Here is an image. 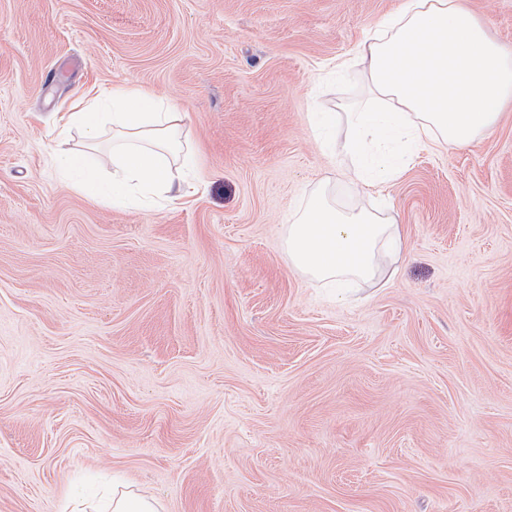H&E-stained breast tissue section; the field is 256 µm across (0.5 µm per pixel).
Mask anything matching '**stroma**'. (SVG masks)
Listing matches in <instances>:
<instances>
[{
  "label": "stroma",
  "mask_w": 512,
  "mask_h": 512,
  "mask_svg": "<svg viewBox=\"0 0 512 512\" xmlns=\"http://www.w3.org/2000/svg\"><path fill=\"white\" fill-rule=\"evenodd\" d=\"M461 3L512 54V0ZM400 5L0 0V512L115 478L163 512H512V102L382 187L388 284L284 253L319 183L353 199L310 115L345 140ZM123 84L184 112L192 195L114 210L53 167Z\"/></svg>",
  "instance_id": "35a3bbf8"
}]
</instances>
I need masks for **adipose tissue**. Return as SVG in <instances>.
<instances>
[{
  "label": "adipose tissue",
  "instance_id": "obj_1",
  "mask_svg": "<svg viewBox=\"0 0 512 512\" xmlns=\"http://www.w3.org/2000/svg\"><path fill=\"white\" fill-rule=\"evenodd\" d=\"M369 93L383 101L378 111L346 113L348 138L337 145L325 136L330 156L358 149L357 164L345 171L356 184L396 179L402 165L397 142L461 147L493 133L503 105L512 98V56L503 53L459 0H403L362 47ZM183 115L148 88L118 85L108 112H73L68 123L86 129L89 143L103 132L112 138L116 169L104 182L85 155L61 151L54 157L76 174L78 191L125 208L138 197L168 200L188 194L193 161L181 139ZM405 245L399 225L371 208L364 198L338 203L327 186L288 218L285 252L289 265L330 288L375 283L386 260ZM72 512H162L155 498L116 486L110 497Z\"/></svg>",
  "mask_w": 512,
  "mask_h": 512
}]
</instances>
